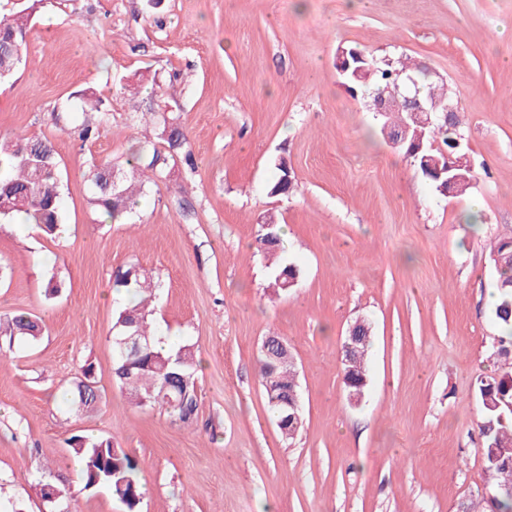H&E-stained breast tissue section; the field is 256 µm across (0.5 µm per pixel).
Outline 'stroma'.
I'll return each instance as SVG.
<instances>
[{
    "label": "stroma",
    "instance_id": "35a3bbf8",
    "mask_svg": "<svg viewBox=\"0 0 512 512\" xmlns=\"http://www.w3.org/2000/svg\"><path fill=\"white\" fill-rule=\"evenodd\" d=\"M409 58L447 84L476 178L440 194L381 134L336 70L341 50ZM189 131L176 161L127 224L88 205L92 162L125 160L145 126L125 85ZM91 87L110 102L81 141L53 107ZM48 139L63 171L55 240L0 226V316L23 310L47 331L0 348V497L47 512L38 480L67 490L71 512H124L85 491L66 444L105 436L130 453L140 512H457L487 484L477 383L491 346V249L512 239V0H57L39 10L27 54L0 84V134ZM290 195L271 187L279 163ZM285 227L300 269L288 291L254 241ZM161 284L155 325L194 343L197 410L183 423L131 405L113 380L112 281L130 265ZM63 283L46 298L48 273ZM368 319L369 386L351 402L341 355ZM296 362L304 424L285 440L258 377L264 337ZM102 401L68 412L84 361Z\"/></svg>",
    "mask_w": 512,
    "mask_h": 512
}]
</instances>
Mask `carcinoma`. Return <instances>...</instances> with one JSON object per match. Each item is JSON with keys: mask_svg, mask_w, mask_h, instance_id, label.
<instances>
[{"mask_svg": "<svg viewBox=\"0 0 512 512\" xmlns=\"http://www.w3.org/2000/svg\"><path fill=\"white\" fill-rule=\"evenodd\" d=\"M45 0H32V5H21L0 15V82L12 78L20 65L19 58L27 53V33L33 18L34 5ZM369 80L354 75L349 70L341 76L342 84L355 95L362 90L368 93V107L376 111L378 100L387 94V89L396 82L409 79L414 93L423 100H434L443 104L451 102L446 93L428 91L420 94L414 79L416 68L408 61L397 65L380 64L371 58L362 63ZM76 109L84 115L79 128V138L87 141L99 134L106 119L107 105L91 88H84L74 95ZM131 107L153 117L152 139L146 140L126 160L118 164L104 160L93 164L88 180L91 196L88 203L104 220L120 223L138 205V197L144 187L167 178L169 165L182 156L189 159L185 151L187 134L175 116L143 107L144 99L129 94ZM399 108L391 105L389 113L396 115L390 124L388 136L402 135L406 139L404 150L414 147V142L423 144V150L410 155L414 167L432 184H437L434 174L423 161L431 154L439 158L448 156L452 165L466 154L465 148L457 146L462 140L459 129L448 122L425 126L410 119L404 121L398 115ZM444 148L429 150L434 143ZM60 161L52 144L39 136L12 135L0 137V224H10L22 217L36 225L46 236L57 235L64 220L60 186ZM275 240L263 239L266 231L261 229L257 244L261 252L274 260L273 286L287 290L278 276L285 270L298 276L296 265L281 256L280 228L274 227ZM493 262L497 271L495 294L497 302L493 317L503 330L492 345V354L509 359L512 357V239L499 241L493 251ZM115 296L130 298V303H117L114 340L129 334L143 336L149 345L133 357L119 356L113 367L116 384L129 402L136 407L158 408L181 422L192 419L197 409L198 362L194 345L184 343L171 352L156 347L154 336L157 328L151 319L148 304L159 299V285L143 268L131 265L115 275ZM45 327L41 320L27 311H16L0 318V334L19 337L31 342L43 336ZM359 351L342 352V370L349 393H365L368 385L367 353L372 338L370 323L361 321ZM259 377L274 420H279L285 410L283 394L299 390L298 378L288 361L276 356L261 355ZM94 381L93 365L80 366V376L71 389L70 408L75 413L86 412L96 406L99 395L87 386ZM477 397L481 409L479 431L483 439L482 451L488 483L482 495L483 503L496 497L499 512H512V495L503 490L512 487V366L504 368L487 379H480ZM298 420L288 421L281 429L288 439L301 430L303 412L297 411ZM70 453L80 464L82 489L86 491L105 488L120 502L124 512H140L143 498L142 486L136 476V467L120 444L110 437H88L73 435L67 440Z\"/></svg>", "mask_w": 512, "mask_h": 512, "instance_id": "carcinoma-1", "label": "carcinoma"}]
</instances>
